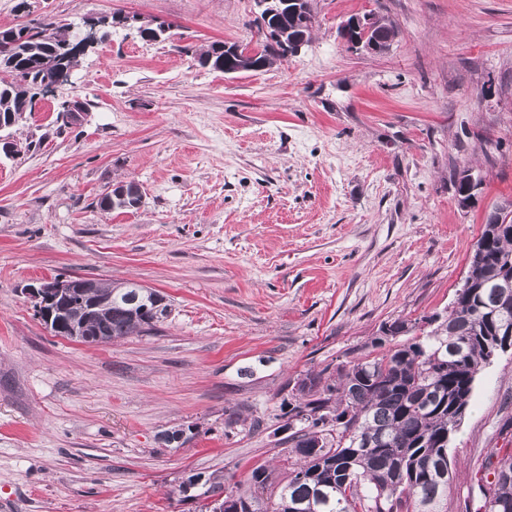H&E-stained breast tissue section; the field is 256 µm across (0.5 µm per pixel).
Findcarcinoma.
I'll list each match as a JSON object with an SVG mask.
<instances>
[{
	"mask_svg": "<svg viewBox=\"0 0 512 512\" xmlns=\"http://www.w3.org/2000/svg\"><path fill=\"white\" fill-rule=\"evenodd\" d=\"M312 0H293L272 40L245 60L235 44L215 41L201 49L198 63L234 74L248 65L264 69L283 57L285 48L309 43L315 17ZM370 40L389 48L398 30L389 17L371 11ZM0 27V153L9 130L32 116L40 90L62 88L77 63L51 64L56 50L71 40L69 24L33 20ZM133 182L119 183L98 202L103 211L132 210L142 204ZM512 279V219L496 224L486 218L464 283L444 315L396 319L384 324L367 354L330 372L325 367L297 381L290 409L296 431L285 454L296 458L288 479L276 484L268 468L252 469L246 489L207 479L208 498L222 499V512H438L448 499L452 474L441 455L464 416L476 375L491 359L499 331L512 327V305H503L497 284ZM156 291L131 282L99 285L91 296L65 298L59 318L75 339L108 343L146 332L167 315ZM406 337L403 342L396 341ZM484 512H512V455L498 458L494 480L482 485Z\"/></svg>",
	"mask_w": 512,
	"mask_h": 512,
	"instance_id": "obj_1",
	"label": "carcinoma"
}]
</instances>
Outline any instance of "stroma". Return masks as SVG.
Returning <instances> with one entry per match:
<instances>
[{"label":"stroma","instance_id":"1","mask_svg":"<svg viewBox=\"0 0 512 512\" xmlns=\"http://www.w3.org/2000/svg\"><path fill=\"white\" fill-rule=\"evenodd\" d=\"M116 12L69 91L85 119L0 158V512H200L196 477H286L293 385L366 354L383 324L451 307L489 211L512 200V0H313L295 55L224 75L197 53L258 38L255 0H28ZM388 16L380 54L337 36ZM483 184L457 202L455 179ZM139 185L142 205L101 195ZM131 281L171 306L150 335H53L27 286ZM180 432L175 442L167 433ZM512 454V349L479 372L448 447V512ZM372 16L370 27H368L367 20L361 15L351 16V20H347L342 26H346L345 32H348V27H352L356 31L367 30L369 28L368 40H377L381 43L382 51L389 48L391 42L397 37L398 30L395 24L389 17L377 11H370ZM349 17V18H351ZM348 18V19H349ZM142 199L143 196L137 184L119 183L100 197L98 205L104 211L132 210L141 206Z\"/></svg>","mask_w":512,"mask_h":512}]
</instances>
